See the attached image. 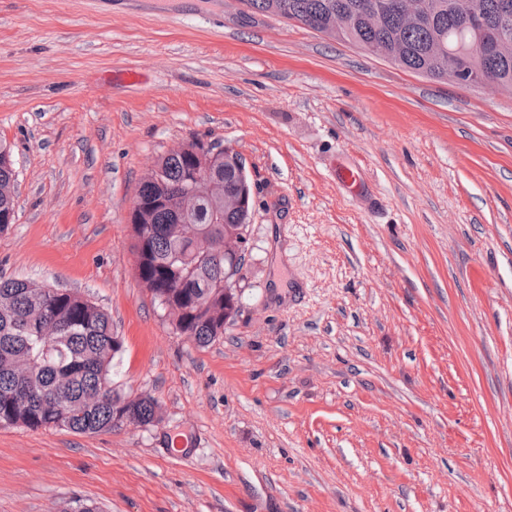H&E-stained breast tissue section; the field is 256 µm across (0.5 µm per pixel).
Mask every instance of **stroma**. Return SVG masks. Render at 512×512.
Here are the masks:
<instances>
[{
  "label": "stroma",
  "instance_id": "35a3bbf8",
  "mask_svg": "<svg viewBox=\"0 0 512 512\" xmlns=\"http://www.w3.org/2000/svg\"><path fill=\"white\" fill-rule=\"evenodd\" d=\"M241 8L0 0V277L104 308L115 388L196 437L176 460L152 430L0 427V512H512V94ZM195 138L253 185L242 304L205 348L131 250L143 175ZM10 155V147L5 141H0V232L8 229L11 213L13 212L14 184L16 173L13 163L7 162L6 157ZM11 187V194H10ZM12 195V196H11ZM13 198V199H12ZM13 224L15 223V207L13 214Z\"/></svg>",
  "mask_w": 512,
  "mask_h": 512
}]
</instances>
